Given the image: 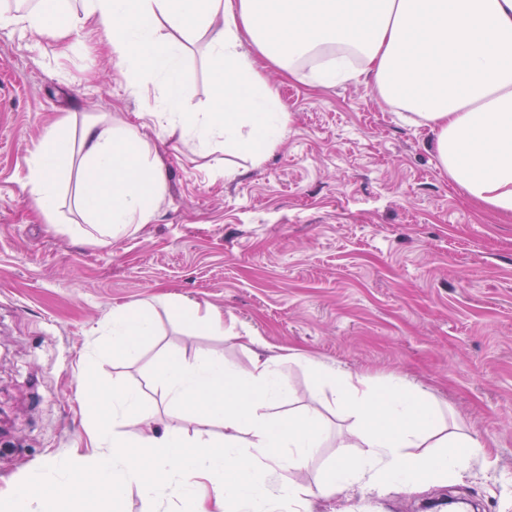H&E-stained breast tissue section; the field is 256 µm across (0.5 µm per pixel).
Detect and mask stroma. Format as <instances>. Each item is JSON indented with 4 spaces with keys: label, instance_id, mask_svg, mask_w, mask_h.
Masks as SVG:
<instances>
[{
    "label": "stroma",
    "instance_id": "35a3bbf8",
    "mask_svg": "<svg viewBox=\"0 0 512 512\" xmlns=\"http://www.w3.org/2000/svg\"><path fill=\"white\" fill-rule=\"evenodd\" d=\"M182 91L202 111L214 77L208 38L182 34ZM98 36L56 41L0 29V487L72 450L88 453L75 396L85 356L99 378L140 391L158 428L198 426L166 404L162 361L223 356L238 372L243 336L303 354L284 374L279 414L317 409L323 440L290 478L307 512H419L448 497L479 512H512V221L471 201L443 172L427 129L371 84L313 82L260 64L290 116L258 166L223 150L196 154L161 132L153 113L167 87L133 76ZM67 118L72 145L98 118L138 127L162 162L166 192L154 222L100 246L59 234L83 224L75 175L59 180L54 220L25 184L47 129ZM213 309L220 326L188 333L170 304ZM151 305L153 336L132 359L113 357L106 325L118 308ZM320 362L383 385L406 375L438 404L442 424L486 445L467 471L411 490L318 487L348 426L310 368Z\"/></svg>",
    "mask_w": 512,
    "mask_h": 512
}]
</instances>
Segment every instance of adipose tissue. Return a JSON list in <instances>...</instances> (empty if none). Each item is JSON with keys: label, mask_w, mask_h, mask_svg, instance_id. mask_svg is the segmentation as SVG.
I'll return each instance as SVG.
<instances>
[{"label": "adipose tissue", "mask_w": 512, "mask_h": 512, "mask_svg": "<svg viewBox=\"0 0 512 512\" xmlns=\"http://www.w3.org/2000/svg\"><path fill=\"white\" fill-rule=\"evenodd\" d=\"M208 37L215 72L206 111L182 97L179 42L162 38L161 23ZM1 27L39 30L63 40L82 31H104L110 52L130 72L163 78L168 92L156 123L180 131L196 151L213 145L249 155L260 165L282 140L288 114L266 87L257 58L283 67L314 59L331 48L332 67L318 84L335 80L371 83L386 102L428 128L440 168L464 195L498 217H512V0H85L83 13L65 0H38L29 8L1 9ZM251 42L255 56L241 50ZM81 147L82 206L101 243L138 230L157 215L166 189L162 166L150 159L136 127L92 122ZM71 164L67 133L50 130L26 176L44 215H52L59 178ZM150 311H116L110 323L114 356L136 354L152 335ZM282 354H257L251 369L236 372L213 352L193 362L166 359L160 369L165 395L203 423L224 426L223 441L197 432L158 431L138 392L97 380L96 360L85 359L77 394L94 424L90 457L72 456L31 471L0 488V512H79L107 502L123 512L126 491L137 488L145 512L191 496L193 512H289L305 505L303 488L282 477L312 457L321 443V418L307 412L284 417L274 403L286 399ZM318 380L351 418L347 441L358 456L340 458L323 481L324 495L353 486L405 489L465 471L483 454L475 439L438 432L436 411L404 378L376 389L365 376L322 367ZM137 428L128 440L120 425ZM246 451H238V433ZM431 453H423L426 444Z\"/></svg>", "instance_id": "1"}]
</instances>
